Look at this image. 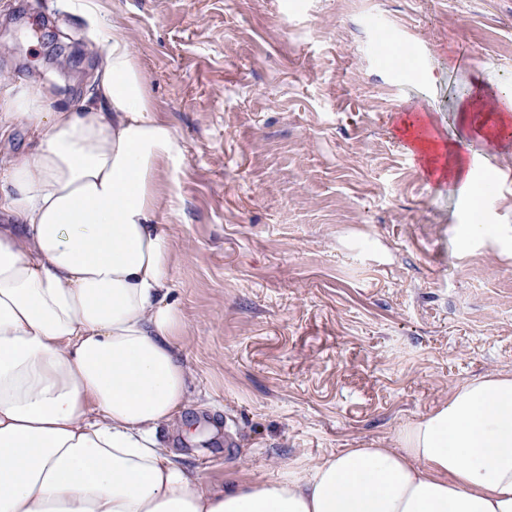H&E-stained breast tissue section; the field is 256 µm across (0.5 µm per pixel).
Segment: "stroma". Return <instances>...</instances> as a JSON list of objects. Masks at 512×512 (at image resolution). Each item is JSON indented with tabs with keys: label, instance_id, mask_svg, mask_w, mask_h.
I'll list each match as a JSON object with an SVG mask.
<instances>
[{
	"label": "stroma",
	"instance_id": "obj_1",
	"mask_svg": "<svg viewBox=\"0 0 512 512\" xmlns=\"http://www.w3.org/2000/svg\"><path fill=\"white\" fill-rule=\"evenodd\" d=\"M83 0H0V80L77 109L100 49ZM130 41L183 158L161 174L172 297L194 371L164 442L204 479L277 477L394 448L458 384L512 372V142L484 151L471 212L403 142L422 115L512 83V0H99ZM429 44L390 62L381 31Z\"/></svg>",
	"mask_w": 512,
	"mask_h": 512
}]
</instances>
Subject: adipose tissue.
Returning a JSON list of instances; mask_svg holds the SVG:
<instances>
[{"label": "adipose tissue", "mask_w": 512, "mask_h": 512, "mask_svg": "<svg viewBox=\"0 0 512 512\" xmlns=\"http://www.w3.org/2000/svg\"><path fill=\"white\" fill-rule=\"evenodd\" d=\"M94 93L52 110L39 82L0 84V121L36 145L0 163V512H512V373L460 384L399 447L347 448L276 478L194 476L159 438L187 399V322L158 179L181 156L146 74L93 0ZM456 118L492 141L512 121Z\"/></svg>", "instance_id": "ef3b65f1"}]
</instances>
